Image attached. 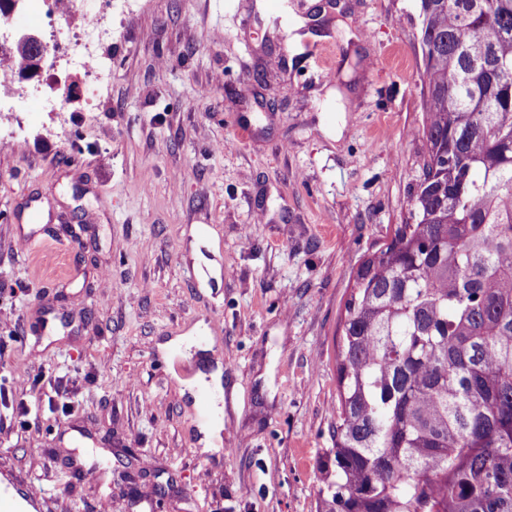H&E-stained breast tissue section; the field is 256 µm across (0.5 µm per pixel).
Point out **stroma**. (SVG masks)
<instances>
[{
    "instance_id": "obj_1",
    "label": "stroma",
    "mask_w": 512,
    "mask_h": 512,
    "mask_svg": "<svg viewBox=\"0 0 512 512\" xmlns=\"http://www.w3.org/2000/svg\"><path fill=\"white\" fill-rule=\"evenodd\" d=\"M419 10L128 0L94 111H41L15 76L0 99L21 110L0 146L1 502L318 512L344 302L422 174ZM217 370L224 429L207 450L185 382Z\"/></svg>"
}]
</instances>
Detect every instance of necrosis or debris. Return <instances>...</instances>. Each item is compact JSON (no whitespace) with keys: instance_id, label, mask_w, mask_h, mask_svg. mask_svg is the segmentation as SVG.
<instances>
[{"instance_id":"4bbe7bcc","label":"necrosis or debris","mask_w":512,"mask_h":512,"mask_svg":"<svg viewBox=\"0 0 512 512\" xmlns=\"http://www.w3.org/2000/svg\"><path fill=\"white\" fill-rule=\"evenodd\" d=\"M44 43L43 86L30 96L50 105L76 99L88 107L112 82V62L89 50L90 42L112 44L117 0H27Z\"/></svg>"}]
</instances>
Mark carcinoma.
I'll return each mask as SVG.
<instances>
[{
    "label": "carcinoma",
    "mask_w": 512,
    "mask_h": 512,
    "mask_svg": "<svg viewBox=\"0 0 512 512\" xmlns=\"http://www.w3.org/2000/svg\"><path fill=\"white\" fill-rule=\"evenodd\" d=\"M420 18L423 179L344 304L320 512H512V0Z\"/></svg>",
    "instance_id": "obj_1"
}]
</instances>
